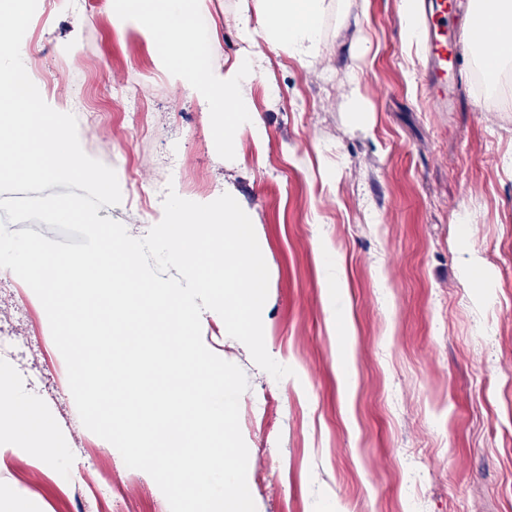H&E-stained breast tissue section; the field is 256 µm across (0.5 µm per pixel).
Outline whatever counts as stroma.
I'll list each match as a JSON object with an SVG mask.
<instances>
[{
  "mask_svg": "<svg viewBox=\"0 0 512 512\" xmlns=\"http://www.w3.org/2000/svg\"><path fill=\"white\" fill-rule=\"evenodd\" d=\"M254 7L204 0L209 72L248 51L237 20ZM21 46L46 103L120 176L121 203L99 217L144 237L171 189L228 193L249 212L269 271L265 346L293 373L273 379L214 311L201 329L248 380L239 422L256 512H512V84L491 101L471 80L473 108L429 111L399 0H325L315 65L264 49L244 92L266 130L257 141L222 133L223 86L193 91L155 39L117 27L114 0L38 9ZM355 79L360 123L346 102ZM0 323L18 337L0 365L48 425L31 447L0 444V512H170L149 474L84 427L41 302L1 268Z\"/></svg>",
  "mask_w": 512,
  "mask_h": 512,
  "instance_id": "obj_1",
  "label": "stroma"
}]
</instances>
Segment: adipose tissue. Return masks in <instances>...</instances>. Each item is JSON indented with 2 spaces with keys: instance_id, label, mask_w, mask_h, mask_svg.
<instances>
[{
  "instance_id": "ef3b65f1",
  "label": "adipose tissue",
  "mask_w": 512,
  "mask_h": 512,
  "mask_svg": "<svg viewBox=\"0 0 512 512\" xmlns=\"http://www.w3.org/2000/svg\"><path fill=\"white\" fill-rule=\"evenodd\" d=\"M255 14H243L238 29L245 39L262 35L270 45L286 47L291 57L305 65L320 55V21L323 0H255ZM202 0H122L120 23L132 22L147 29L164 46V59L178 64L180 71L203 75L211 84L232 91L251 83L258 75L264 53L254 49L223 76L205 72L197 53L195 16ZM482 29L489 35L491 57L497 66L512 62V0H483ZM0 421L4 422L12 446L25 447L40 440L46 422L36 406L11 383L8 371L0 372Z\"/></svg>"
}]
</instances>
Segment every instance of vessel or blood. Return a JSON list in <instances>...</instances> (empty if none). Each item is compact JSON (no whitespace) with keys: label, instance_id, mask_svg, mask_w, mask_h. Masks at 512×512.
Instances as JSON below:
<instances>
[{"label":"vessel or blood","instance_id":"1","mask_svg":"<svg viewBox=\"0 0 512 512\" xmlns=\"http://www.w3.org/2000/svg\"><path fill=\"white\" fill-rule=\"evenodd\" d=\"M415 10L422 14L419 36L425 46L426 66L421 80L428 91V106L433 112L457 108L449 83L462 68L458 49L456 21L460 12H467L472 25L480 23L477 0H420Z\"/></svg>","mask_w":512,"mask_h":512}]
</instances>
